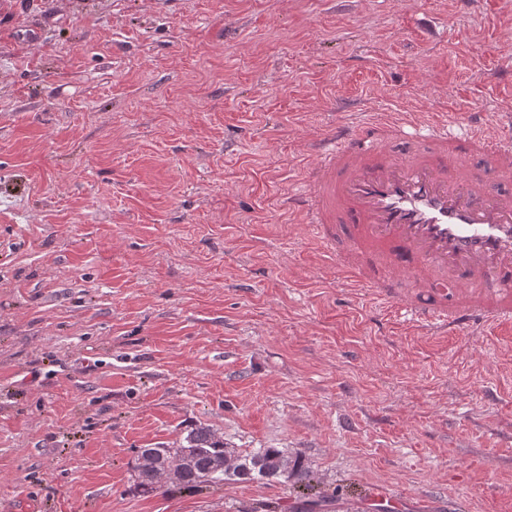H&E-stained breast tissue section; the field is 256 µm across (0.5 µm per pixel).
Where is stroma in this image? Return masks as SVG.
<instances>
[{
	"mask_svg": "<svg viewBox=\"0 0 512 512\" xmlns=\"http://www.w3.org/2000/svg\"><path fill=\"white\" fill-rule=\"evenodd\" d=\"M512 0H0V512H247L135 490L199 424L346 506L512 512V330L352 297L281 201L307 139L512 99Z\"/></svg>",
	"mask_w": 512,
	"mask_h": 512,
	"instance_id": "stroma-1",
	"label": "stroma"
}]
</instances>
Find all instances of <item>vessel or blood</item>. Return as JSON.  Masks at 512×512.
Instances as JSON below:
<instances>
[{
    "label": "vessel or blood",
    "instance_id": "obj_1",
    "mask_svg": "<svg viewBox=\"0 0 512 512\" xmlns=\"http://www.w3.org/2000/svg\"><path fill=\"white\" fill-rule=\"evenodd\" d=\"M499 120L470 113L456 135L428 117L392 124L351 121L309 140L313 178L289 195V211L355 287L432 335L512 328V100ZM412 141L406 153L393 140ZM471 156L497 161L506 189L467 170Z\"/></svg>",
    "mask_w": 512,
    "mask_h": 512
}]
</instances>
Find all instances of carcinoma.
Masks as SVG:
<instances>
[{
	"mask_svg": "<svg viewBox=\"0 0 512 512\" xmlns=\"http://www.w3.org/2000/svg\"><path fill=\"white\" fill-rule=\"evenodd\" d=\"M189 458L179 467L176 483L185 487L221 485L240 480H283L304 488V493L288 505V512H322L329 505V495L313 485V470L302 455L281 448H254L239 451L224 446V439L206 426L189 430L174 448H144L132 466L138 490L150 494L161 487L159 473L177 458Z\"/></svg>",
	"mask_w": 512,
	"mask_h": 512,
	"instance_id": "cac0c4a2",
	"label": "carcinoma"
}]
</instances>
